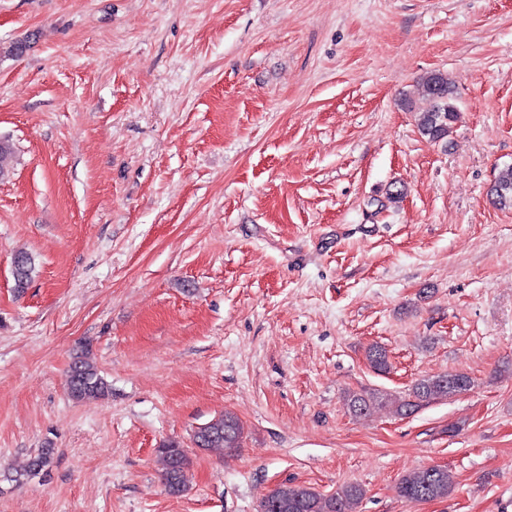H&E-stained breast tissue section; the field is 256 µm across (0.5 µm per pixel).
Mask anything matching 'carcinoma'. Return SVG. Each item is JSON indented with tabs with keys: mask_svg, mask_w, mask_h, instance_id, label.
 <instances>
[{
	"mask_svg": "<svg viewBox=\"0 0 512 512\" xmlns=\"http://www.w3.org/2000/svg\"><path fill=\"white\" fill-rule=\"evenodd\" d=\"M423 98L429 106L419 111L420 134L430 142H439L452 132L459 117V108L452 98L448 76L441 72L424 77ZM14 153L13 145L0 138V180L10 175L9 161ZM490 195L501 209L512 208V166L499 170ZM14 288L22 293L36 276L34 257L19 251L12 267ZM367 359L377 372L389 368L387 351L378 345L368 349ZM71 397L75 399L107 398L112 395L110 384L99 374L91 361L88 348L76 353L66 379ZM472 379L464 372L441 373L417 380L404 396H397L378 389H363L346 395V407L354 415H366L379 407H388L396 416H408L420 407L434 401L446 400L462 390H469ZM244 427L233 413L224 414L199 427L193 434L194 447L199 449L222 448L232 452L242 447ZM162 465V480L168 494L178 496L184 489L185 471L190 464L188 452L177 441H170L158 448ZM53 449L43 448L29 460L27 472L38 474L52 464ZM454 479L451 472L440 466H431L403 476L398 483V493L409 503H419L448 496ZM364 497V489L357 483H349L336 492L324 495L311 487L282 484L264 499L261 512H356Z\"/></svg>",
	"mask_w": 512,
	"mask_h": 512,
	"instance_id": "obj_1",
	"label": "carcinoma"
}]
</instances>
